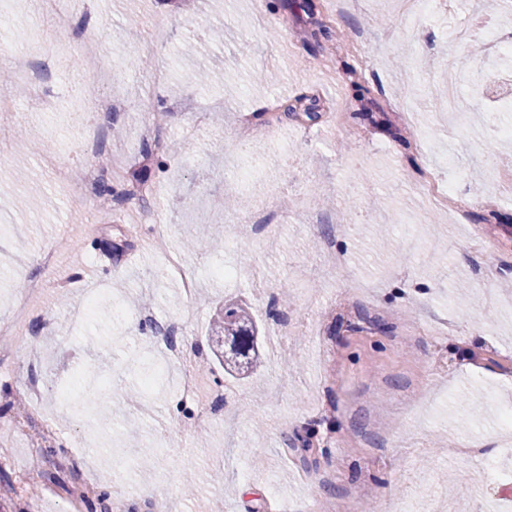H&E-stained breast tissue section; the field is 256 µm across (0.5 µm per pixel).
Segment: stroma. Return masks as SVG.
<instances>
[{"label":"stroma","instance_id":"1","mask_svg":"<svg viewBox=\"0 0 512 512\" xmlns=\"http://www.w3.org/2000/svg\"><path fill=\"white\" fill-rule=\"evenodd\" d=\"M86 0L89 46L39 57L35 68L60 108L35 112L10 83L19 122L0 127V222L17 232L11 251L31 254L23 268L0 265V320L15 314L33 279L47 291L20 325L37 337L42 361L23 348L0 354V425L14 420L20 381L54 389L78 373L105 375L90 410L56 407V454L40 457L17 436L0 487V512H64L81 479L117 486L118 456L148 499L166 512H313V497L361 503L367 512H504L512 505V451L502 447L503 409L512 408V195L483 174L512 158V138L487 139L481 124L506 85L483 72L450 117L433 104L449 61L464 44L442 23L409 25L400 0H363L334 17L329 0ZM167 30L164 45L149 34ZM383 59L368 68L353 49L358 33ZM163 71L154 82L155 71ZM123 109L106 111L110 98ZM162 116L172 149L146 154L144 103ZM97 131L120 168L123 190L153 194L130 219L121 204L62 187L56 170L80 166V145ZM450 176L471 204L464 223L426 208L415 186L447 155ZM249 172L248 188L237 178ZM245 195L259 225L228 224L223 200ZM353 222L338 227L340 212ZM137 232H130V223ZM170 234L154 249L151 225ZM334 235L343 264L327 268L320 242ZM56 248L43 269L38 255ZM179 250L198 278L186 295L161 268ZM239 270L236 283L212 274ZM497 277L482 278L485 266ZM260 269L291 299L300 334L276 338L273 307L250 281ZM118 300L150 299L162 318L190 311L185 350L214 382L216 419L174 379L143 392L141 367L160 355L155 330L135 319L114 324L107 306L75 319L88 289ZM247 304L268 335L260 365L241 376L209 368L222 302ZM135 392L119 401L114 386ZM311 435L315 461L303 464L290 442ZM465 441L470 455L453 450Z\"/></svg>","mask_w":512,"mask_h":512}]
</instances>
